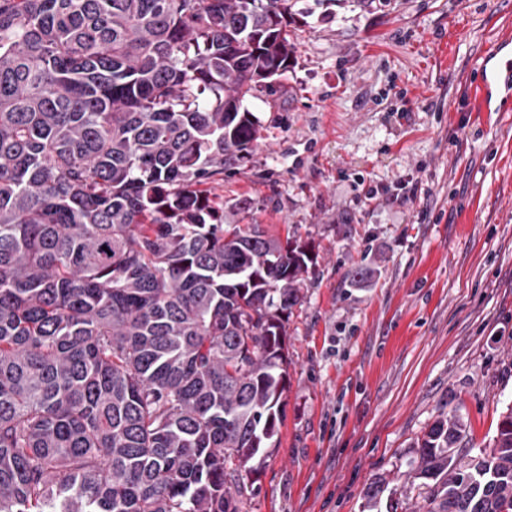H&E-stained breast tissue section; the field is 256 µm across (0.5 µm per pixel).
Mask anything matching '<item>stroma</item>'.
<instances>
[{
    "mask_svg": "<svg viewBox=\"0 0 512 512\" xmlns=\"http://www.w3.org/2000/svg\"><path fill=\"white\" fill-rule=\"evenodd\" d=\"M299 7L287 92L246 100L264 138L217 188L234 223L317 252L286 325L279 446L243 512H364L380 476L405 508L442 407L476 455L512 405V89L471 103L512 0Z\"/></svg>",
    "mask_w": 512,
    "mask_h": 512,
    "instance_id": "obj_1",
    "label": "stroma"
}]
</instances>
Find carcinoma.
<instances>
[{"instance_id":"carcinoma-1","label":"carcinoma","mask_w":512,"mask_h":512,"mask_svg":"<svg viewBox=\"0 0 512 512\" xmlns=\"http://www.w3.org/2000/svg\"><path fill=\"white\" fill-rule=\"evenodd\" d=\"M297 3L0 0V512H242L316 257L214 189ZM465 430L418 439L411 512H512V406L466 462Z\"/></svg>"}]
</instances>
